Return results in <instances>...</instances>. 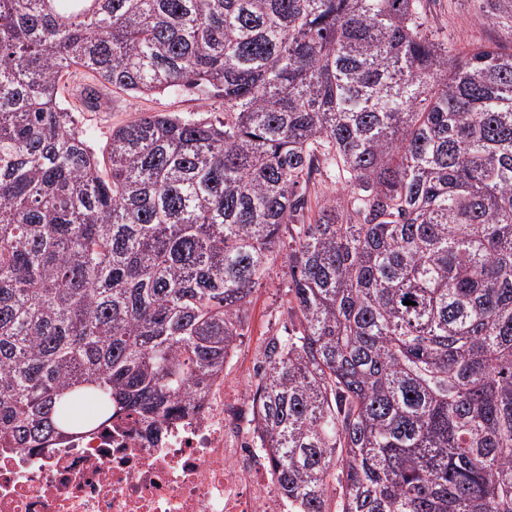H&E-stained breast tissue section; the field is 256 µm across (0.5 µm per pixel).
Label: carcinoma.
Here are the masks:
<instances>
[{"instance_id": "carcinoma-1", "label": "carcinoma", "mask_w": 512, "mask_h": 512, "mask_svg": "<svg viewBox=\"0 0 512 512\" xmlns=\"http://www.w3.org/2000/svg\"><path fill=\"white\" fill-rule=\"evenodd\" d=\"M422 0H0V455L224 374L278 258L252 400L288 512H512V48ZM224 119L112 129L70 69ZM342 191L295 224L321 170ZM412 304L405 305L403 301ZM489 4L482 0H423V31L432 39L455 45L460 52L472 43L512 45L511 17L484 23ZM80 83L91 85L79 73L66 74L59 84L60 103L72 113L78 130L85 132L104 167V148L112 128L135 121L150 113L171 112L182 116L206 118L222 117L224 105L218 99H202L196 89L180 87L175 91L141 96L117 89L104 91L101 107L97 111L79 106L75 98L76 86Z\"/></svg>"}]
</instances>
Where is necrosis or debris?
<instances>
[{"label": "necrosis or debris", "mask_w": 512, "mask_h": 512, "mask_svg": "<svg viewBox=\"0 0 512 512\" xmlns=\"http://www.w3.org/2000/svg\"><path fill=\"white\" fill-rule=\"evenodd\" d=\"M201 407L154 435L112 420L33 454L0 456V512H288L251 398L206 386Z\"/></svg>", "instance_id": "4bbe7bcc"}]
</instances>
